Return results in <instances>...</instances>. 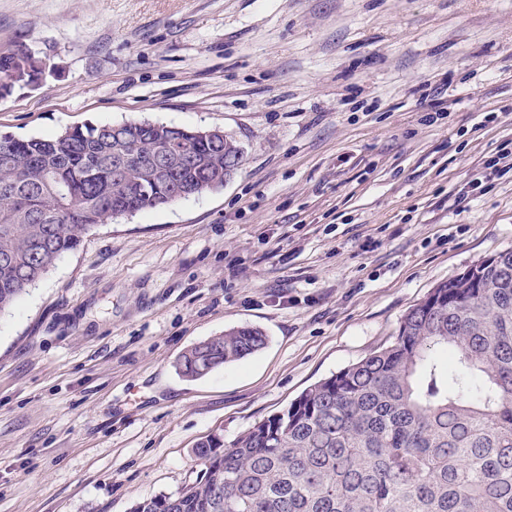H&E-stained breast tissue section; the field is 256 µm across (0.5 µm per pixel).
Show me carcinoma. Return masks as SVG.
Masks as SVG:
<instances>
[{"mask_svg": "<svg viewBox=\"0 0 512 512\" xmlns=\"http://www.w3.org/2000/svg\"><path fill=\"white\" fill-rule=\"evenodd\" d=\"M36 73L27 52L0 77ZM157 175L150 160L164 146ZM242 147L215 130L155 122L85 125L47 138L0 137V310L98 224L220 186ZM253 326L186 350L195 380L265 347ZM201 474L133 512H512V249L474 279L438 284L393 343L308 387L229 447L199 444Z\"/></svg>", "mask_w": 512, "mask_h": 512, "instance_id": "1", "label": "carcinoma"}]
</instances>
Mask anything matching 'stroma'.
I'll use <instances>...</instances> for the list:
<instances>
[{"mask_svg":"<svg viewBox=\"0 0 512 512\" xmlns=\"http://www.w3.org/2000/svg\"><path fill=\"white\" fill-rule=\"evenodd\" d=\"M38 84L0 135L220 129L223 187L100 224L0 311V512H131L308 386L390 345L432 288L512 249V0H0ZM252 325L209 375L181 354ZM485 168L490 170V175L503 178L512 174V138L504 140L496 153L485 161ZM266 344L267 336L261 329L249 325L233 327L186 350L178 360L177 369L181 376L195 380L254 354Z\"/></svg>","mask_w":512,"mask_h":512,"instance_id":"obj_1","label":"stroma"}]
</instances>
